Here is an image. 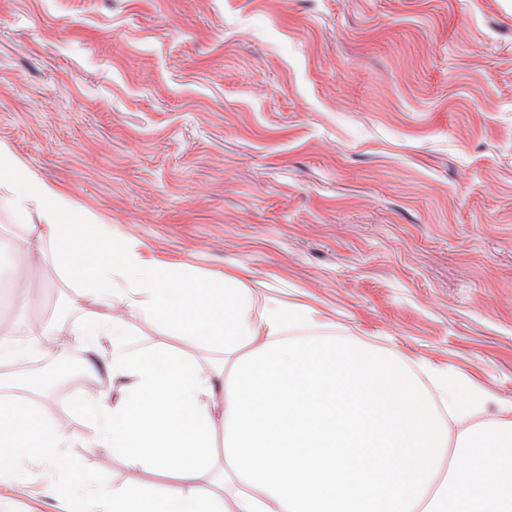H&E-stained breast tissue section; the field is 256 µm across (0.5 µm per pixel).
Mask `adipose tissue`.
Instances as JSON below:
<instances>
[{
  "label": "adipose tissue",
  "instance_id": "1",
  "mask_svg": "<svg viewBox=\"0 0 512 512\" xmlns=\"http://www.w3.org/2000/svg\"><path fill=\"white\" fill-rule=\"evenodd\" d=\"M0 189L21 215L39 217L25 227L26 265L11 270L17 309L29 305L23 287L46 244L82 299L99 307L78 325L29 321L20 340L1 326L0 367L49 336L87 354L105 341L104 366L123 383L115 401L93 384L82 391L86 426L77 435L42 412L38 384H23L24 398H1V471L24 458L54 464L76 442L169 478L161 489L114 488L109 512H512V407L486 417L482 397L447 375L315 335L314 309L242 279L219 288L149 263L141 242L38 181L3 147ZM129 310L170 335L219 345L221 361L165 347L129 351ZM218 431L222 479L203 492L197 481L215 467Z\"/></svg>",
  "mask_w": 512,
  "mask_h": 512
}]
</instances>
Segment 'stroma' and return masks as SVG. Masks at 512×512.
<instances>
[{
	"label": "stroma",
	"mask_w": 512,
	"mask_h": 512,
	"mask_svg": "<svg viewBox=\"0 0 512 512\" xmlns=\"http://www.w3.org/2000/svg\"><path fill=\"white\" fill-rule=\"evenodd\" d=\"M0 145L149 259L428 361L487 416L512 405V0H0ZM21 224L0 191V279ZM28 293L98 310L50 259ZM127 322L135 346L220 354ZM65 455L0 473V512L162 482Z\"/></svg>",
	"instance_id": "stroma-1"
}]
</instances>
